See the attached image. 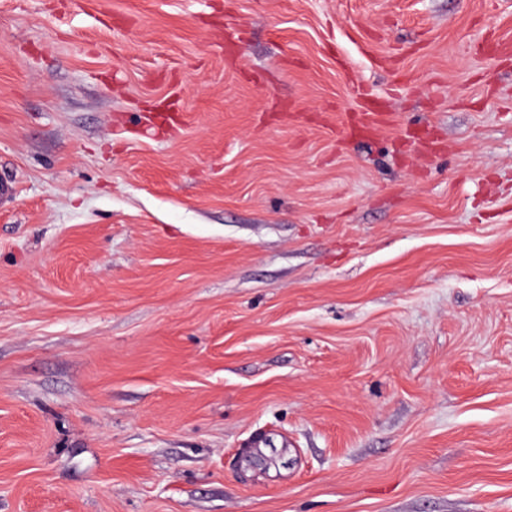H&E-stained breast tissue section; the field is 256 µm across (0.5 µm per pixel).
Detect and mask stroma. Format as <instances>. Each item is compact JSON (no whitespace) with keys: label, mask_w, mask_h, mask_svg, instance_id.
<instances>
[{"label":"stroma","mask_w":512,"mask_h":512,"mask_svg":"<svg viewBox=\"0 0 512 512\" xmlns=\"http://www.w3.org/2000/svg\"><path fill=\"white\" fill-rule=\"evenodd\" d=\"M487 40L512 0H0V512H512Z\"/></svg>","instance_id":"obj_1"}]
</instances>
